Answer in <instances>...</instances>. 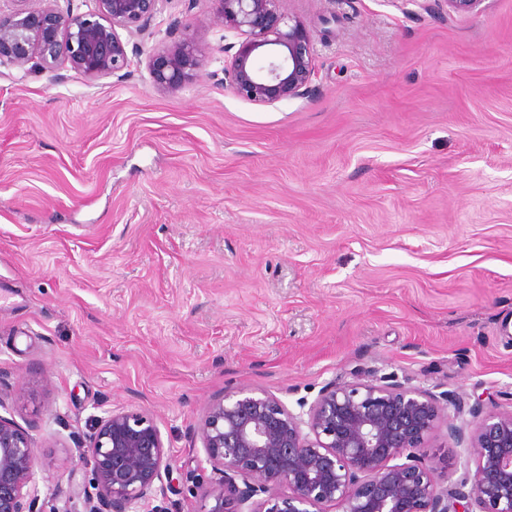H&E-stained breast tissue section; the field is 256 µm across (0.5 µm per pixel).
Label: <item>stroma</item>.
<instances>
[{"label":"stroma","mask_w":512,"mask_h":512,"mask_svg":"<svg viewBox=\"0 0 512 512\" xmlns=\"http://www.w3.org/2000/svg\"><path fill=\"white\" fill-rule=\"evenodd\" d=\"M304 95L224 80V31L174 95L147 58L207 0H164L123 78L0 68V415L27 428L45 512L72 434L139 410L173 467L163 512L217 483L197 430L229 391L291 411L361 373L512 408V0H291ZM440 483L462 458L429 441Z\"/></svg>","instance_id":"1"}]
</instances>
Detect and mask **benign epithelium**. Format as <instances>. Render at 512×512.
Wrapping results in <instances>:
<instances>
[{
	"mask_svg": "<svg viewBox=\"0 0 512 512\" xmlns=\"http://www.w3.org/2000/svg\"><path fill=\"white\" fill-rule=\"evenodd\" d=\"M0 9V67L26 75L67 65L94 83L119 75L131 60L121 32L145 33L164 0H11ZM204 19L189 18L183 37L161 42L147 69L154 88L176 94L197 82L219 27L224 80L258 105L301 96L314 76V36L288 0H209ZM466 413L458 425L451 418ZM467 452L460 478L438 486L424 450L440 426ZM218 484L203 512H512V409L469 404L448 391L396 381L327 384L306 414L272 393L240 390L211 405L198 428ZM89 473L80 488L84 512H129L167 489L171 464L154 420L112 411L92 431L73 436ZM405 458L402 463L397 458ZM36 448L27 429L0 415V512H43L33 484ZM288 493H278L279 487Z\"/></svg>",
	"mask_w": 512,
	"mask_h": 512,
	"instance_id": "obj_1",
	"label": "benign epithelium"
}]
</instances>
